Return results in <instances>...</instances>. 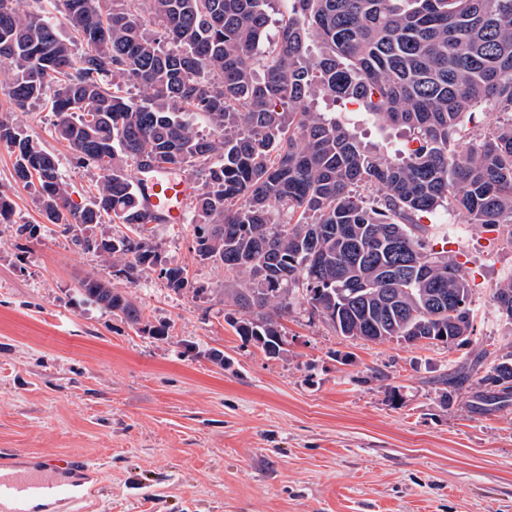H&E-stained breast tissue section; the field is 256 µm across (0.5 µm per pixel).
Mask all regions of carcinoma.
<instances>
[{
  "instance_id": "cac0c4a2",
  "label": "carcinoma",
  "mask_w": 512,
  "mask_h": 512,
  "mask_svg": "<svg viewBox=\"0 0 512 512\" xmlns=\"http://www.w3.org/2000/svg\"><path fill=\"white\" fill-rule=\"evenodd\" d=\"M41 2L0 0V70L15 110L47 101L57 137L101 172L96 192L73 204L57 157L10 112L0 143L82 252L131 285L157 267L173 291H204L162 261L133 181L182 172L197 181L194 252L243 276L222 294L241 312L238 336L268 356L283 352L280 319L300 300L344 337L471 343L467 275L424 218L452 207L512 247V0H282L268 45L270 0H57L78 45ZM320 96L409 129L407 156L364 150L313 111ZM479 105L489 120L465 140ZM81 291L165 335L111 282L89 277ZM492 301L512 326V274ZM476 365L479 378L472 367L441 380L444 403L466 382L483 405L512 398L511 345Z\"/></svg>"
}]
</instances>
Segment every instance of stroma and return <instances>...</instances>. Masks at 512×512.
Masks as SVG:
<instances>
[{
  "mask_svg": "<svg viewBox=\"0 0 512 512\" xmlns=\"http://www.w3.org/2000/svg\"><path fill=\"white\" fill-rule=\"evenodd\" d=\"M317 109L389 159L408 148V133L358 106ZM54 120L42 101L18 117L86 202L100 172L77 163ZM14 161L0 147V193L14 204L0 224V460L82 456L91 469L77 479L97 512H512V401L476 408L464 389L448 405L440 384L477 347L506 345L492 291L512 272L511 247L456 212L436 216L472 287V345L346 338L299 305L274 359L235 333L220 293L233 277L196 257L186 225H156L153 242L202 293L175 292L155 271L128 285L46 223ZM18 224L39 236H16ZM88 276L131 291L167 335L87 300ZM214 349L227 368L207 359Z\"/></svg>",
  "mask_w": 512,
  "mask_h": 512,
  "instance_id": "1",
  "label": "stroma"
}]
</instances>
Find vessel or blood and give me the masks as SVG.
Here are the masks:
<instances>
[{"label":"vessel or blood","instance_id":"vessel-or-blood-1","mask_svg":"<svg viewBox=\"0 0 512 512\" xmlns=\"http://www.w3.org/2000/svg\"><path fill=\"white\" fill-rule=\"evenodd\" d=\"M136 178L142 207L152 223H185L187 206L196 192L192 178L143 172ZM86 465V460L78 456L43 457L24 470L1 464L0 512H42L56 505L83 512L84 497L70 471Z\"/></svg>","mask_w":512,"mask_h":512}]
</instances>
